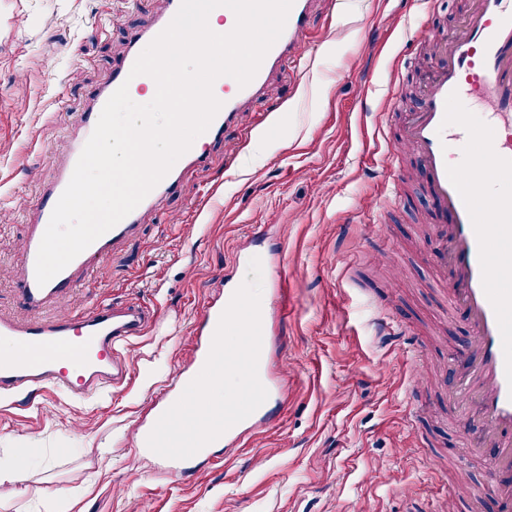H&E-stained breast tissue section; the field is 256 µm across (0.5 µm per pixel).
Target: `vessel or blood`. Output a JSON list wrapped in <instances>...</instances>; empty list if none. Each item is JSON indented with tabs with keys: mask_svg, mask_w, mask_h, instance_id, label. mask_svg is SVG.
<instances>
[{
	"mask_svg": "<svg viewBox=\"0 0 512 512\" xmlns=\"http://www.w3.org/2000/svg\"><path fill=\"white\" fill-rule=\"evenodd\" d=\"M180 4L181 0H166L164 12L149 27L131 33L120 63L89 94L74 136L57 147V174L41 185L17 246L22 264L16 285L28 314L0 316V343L14 351L13 356L0 358L1 401L48 387L79 400L126 382L130 374L122 351L146 326L139 307L99 303L72 313L60 305L78 285L96 287V271L110 250L132 234L144 211L176 193L179 174L167 173L131 213L42 286L36 280V259L53 209L105 103L128 78L140 55L139 43L162 32ZM312 4L313 0H294L281 36L248 85L222 77L215 80L214 94L222 106L200 145L185 153L188 165L206 166L211 149L223 142L237 112L255 96L271 92L272 71L292 59L307 37ZM437 53L439 61L422 87V106L410 113L399 144L414 152L428 176V192L438 214L434 263L448 288L449 305L464 312L471 325L469 348L476 373L459 381L454 400L470 405L472 414L463 425L478 434L479 444L465 448L464 455L471 458L494 448L498 454L489 468L512 469V288L497 281L492 262L512 244V188H498L483 204V184L459 173L469 158V109L475 102L487 106L486 117L496 130L482 153L488 169L512 171V0H471L461 31L438 45ZM235 290L233 279H225L223 300L205 308L193 348L195 365L205 364L223 301ZM267 411L264 405L257 408L225 431L221 442L232 447L245 440Z\"/></svg>",
	"mask_w": 512,
	"mask_h": 512,
	"instance_id": "vessel-or-blood-1",
	"label": "vessel or blood"
}]
</instances>
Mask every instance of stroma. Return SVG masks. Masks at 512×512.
Returning a JSON list of instances; mask_svg holds the SVG:
<instances>
[{
	"instance_id": "obj_1",
	"label": "stroma",
	"mask_w": 512,
	"mask_h": 512,
	"mask_svg": "<svg viewBox=\"0 0 512 512\" xmlns=\"http://www.w3.org/2000/svg\"><path fill=\"white\" fill-rule=\"evenodd\" d=\"M469 0H319L309 35L278 74L279 94L252 102L207 167L180 171L178 191L146 211L104 261L99 298L139 305L152 325L125 348L132 376L84 400L45 389L0 403V461L29 451L9 512H500L477 441L452 396L469 340L432 262L436 222L416 157L394 153L436 63L431 36L456 29ZM165 0H0V313L25 316L17 241L53 150L129 35ZM254 139L242 141L245 131ZM264 137V148L254 140ZM258 257L262 291L285 296L274 368L288 383L246 446L208 448L168 476L136 454L187 364L200 314L221 296L235 248ZM402 326L418 349L403 356Z\"/></svg>"
}]
</instances>
